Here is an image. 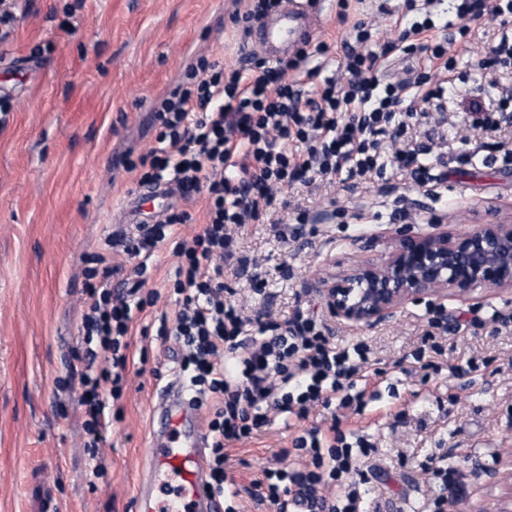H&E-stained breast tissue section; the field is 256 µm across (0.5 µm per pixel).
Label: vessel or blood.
Wrapping results in <instances>:
<instances>
[{"instance_id": "obj_1", "label": "vessel or blood", "mask_w": 512, "mask_h": 512, "mask_svg": "<svg viewBox=\"0 0 512 512\" xmlns=\"http://www.w3.org/2000/svg\"><path fill=\"white\" fill-rule=\"evenodd\" d=\"M314 19L298 0H284L257 24L255 47L275 61L310 39ZM162 410L153 414L148 439L149 464L135 488L138 512H222L207 481L206 436L191 397L172 386L161 393Z\"/></svg>"}]
</instances>
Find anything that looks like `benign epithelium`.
<instances>
[{
    "mask_svg": "<svg viewBox=\"0 0 512 512\" xmlns=\"http://www.w3.org/2000/svg\"><path fill=\"white\" fill-rule=\"evenodd\" d=\"M331 321L373 326L422 296L445 299L512 288V224L462 233L398 231L391 252L314 282Z\"/></svg>",
    "mask_w": 512,
    "mask_h": 512,
    "instance_id": "7a95c632",
    "label": "benign epithelium"
}]
</instances>
